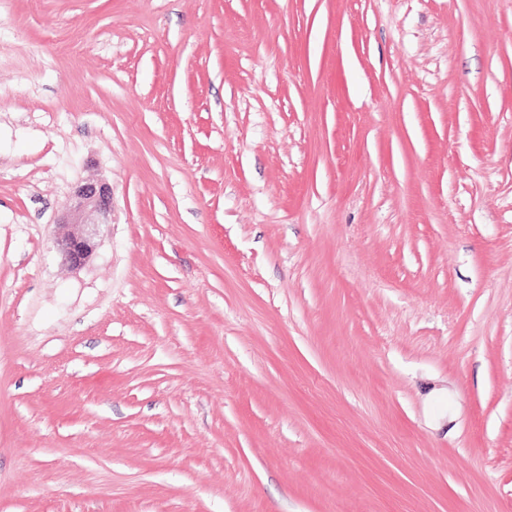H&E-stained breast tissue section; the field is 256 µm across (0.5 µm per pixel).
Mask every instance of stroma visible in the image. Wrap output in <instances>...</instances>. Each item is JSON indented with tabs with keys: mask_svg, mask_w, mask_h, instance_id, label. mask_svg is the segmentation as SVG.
Here are the masks:
<instances>
[{
	"mask_svg": "<svg viewBox=\"0 0 512 512\" xmlns=\"http://www.w3.org/2000/svg\"><path fill=\"white\" fill-rule=\"evenodd\" d=\"M0 512H512V0H0ZM112 189L106 183L85 182L78 184L71 195L61 218V224L73 230L58 244L64 259L72 266L83 265L97 248L96 230L89 225L110 224Z\"/></svg>",
	"mask_w": 512,
	"mask_h": 512,
	"instance_id": "1",
	"label": "stroma"
}]
</instances>
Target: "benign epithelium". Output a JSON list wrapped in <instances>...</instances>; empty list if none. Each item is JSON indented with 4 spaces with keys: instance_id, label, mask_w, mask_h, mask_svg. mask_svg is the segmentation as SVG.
<instances>
[{
    "instance_id": "obj_1",
    "label": "benign epithelium",
    "mask_w": 512,
    "mask_h": 512,
    "mask_svg": "<svg viewBox=\"0 0 512 512\" xmlns=\"http://www.w3.org/2000/svg\"><path fill=\"white\" fill-rule=\"evenodd\" d=\"M112 189L105 183L78 184L71 195L61 223L72 226V231L59 243L64 259L73 266L84 264L97 248L98 232L90 225L112 223Z\"/></svg>"
}]
</instances>
